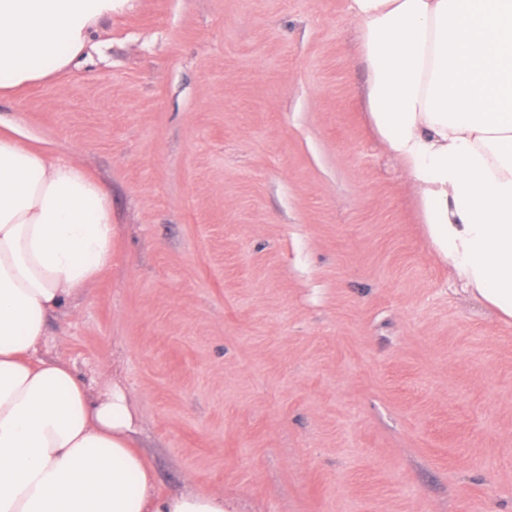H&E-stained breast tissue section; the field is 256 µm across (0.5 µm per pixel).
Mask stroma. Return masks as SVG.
Here are the masks:
<instances>
[{"label":"stroma","mask_w":512,"mask_h":512,"mask_svg":"<svg viewBox=\"0 0 512 512\" xmlns=\"http://www.w3.org/2000/svg\"><path fill=\"white\" fill-rule=\"evenodd\" d=\"M0 99L112 203L36 357L118 385L160 491L512 512V321L465 296L368 113L352 0H124Z\"/></svg>","instance_id":"stroma-1"}]
</instances>
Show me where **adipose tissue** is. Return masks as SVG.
Here are the masks:
<instances>
[{
    "instance_id": "obj_1",
    "label": "adipose tissue",
    "mask_w": 512,
    "mask_h": 512,
    "mask_svg": "<svg viewBox=\"0 0 512 512\" xmlns=\"http://www.w3.org/2000/svg\"><path fill=\"white\" fill-rule=\"evenodd\" d=\"M117 0H0V97L86 51ZM372 125L413 180L435 253L512 319V0H353ZM112 206L75 159L0 131V512H230L155 491L120 387L34 359L49 316L112 263Z\"/></svg>"
}]
</instances>
